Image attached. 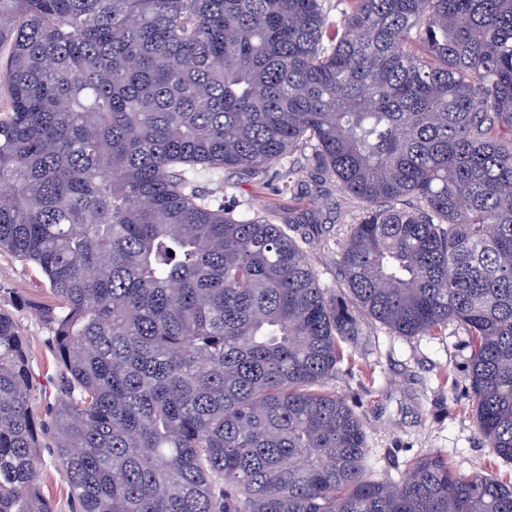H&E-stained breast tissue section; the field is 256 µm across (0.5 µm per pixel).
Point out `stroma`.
Instances as JSON below:
<instances>
[{"instance_id": "1", "label": "stroma", "mask_w": 512, "mask_h": 512, "mask_svg": "<svg viewBox=\"0 0 512 512\" xmlns=\"http://www.w3.org/2000/svg\"><path fill=\"white\" fill-rule=\"evenodd\" d=\"M190 186L217 208L250 217L296 219L322 287L345 290L339 259L362 204L342 193L310 150H295L256 173L227 170L192 176ZM51 295L32 264L0 252V309L10 312L29 345L31 407L37 416L56 403L52 333L35 312ZM470 338L456 323L435 336H396L369 320L323 387L361 415L365 465L373 479L399 480L407 461L440 452L462 472L492 471L512 484V464L476 433L467 380ZM40 490L52 512H70L69 490L51 449L41 451Z\"/></svg>"}]
</instances>
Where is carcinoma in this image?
<instances>
[{
	"instance_id": "1",
	"label": "carcinoma",
	"mask_w": 512,
	"mask_h": 512,
	"mask_svg": "<svg viewBox=\"0 0 512 512\" xmlns=\"http://www.w3.org/2000/svg\"><path fill=\"white\" fill-rule=\"evenodd\" d=\"M0 250L52 303L59 398L30 406L0 309V512H512L435 452L371 478L322 389L370 319L470 336L474 426L512 462V0H0ZM308 148L363 203L345 292L293 221L213 208L187 174ZM40 490L52 512H70L68 486L56 468L52 448H41Z\"/></svg>"
}]
</instances>
